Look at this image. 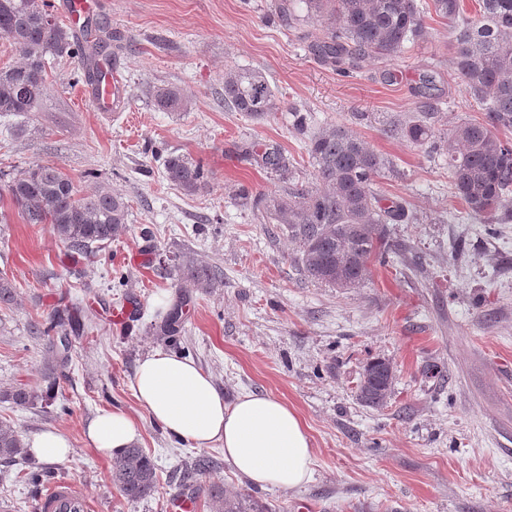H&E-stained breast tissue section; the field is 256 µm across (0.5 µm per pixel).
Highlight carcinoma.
<instances>
[{
    "label": "carcinoma",
    "instance_id": "cac0c4a2",
    "mask_svg": "<svg viewBox=\"0 0 512 512\" xmlns=\"http://www.w3.org/2000/svg\"><path fill=\"white\" fill-rule=\"evenodd\" d=\"M308 12L324 21L315 54L340 72L368 59H394L407 44L426 34L423 18L434 13L448 22V43L455 75L470 97L486 112V119L458 122L445 138L453 194L468 215L494 224L512 213V142L498 131L512 129V0H479V11L466 14L461 0H305ZM0 36L13 41L24 59L0 70V114H27L40 109L46 91V56L73 59L85 78L91 61L104 46H84L58 22L48 0H0ZM153 105L162 112H185L188 98L174 85L158 86ZM224 104L261 120L281 109V100L264 74L239 69L224 74ZM437 103L419 104L388 123L386 131L410 143L434 148ZM316 182L306 185L290 176L285 158L268 148L259 160L279 172L280 193L264 195L255 206L263 223L279 224L298 244L295 262L308 279L330 288H356L368 277L374 262L384 263L392 246L387 225L411 221L407 207L386 201L376 179L393 162L371 150L358 136L340 126L313 135L307 144ZM168 181L188 193L205 186L201 164L184 155L164 159ZM13 203L27 224H45L67 247L85 253L110 242L126 229L128 206L109 192L79 195L71 178L55 164H36L8 185ZM206 265L186 267V279L206 288L215 278ZM393 371L378 359L365 370L359 396L371 407L383 406L391 392ZM3 397L19 406L31 405L39 395L18 388ZM20 432L0 422V458L24 453ZM112 483L129 500L151 496L157 488V468L137 445L112 459ZM214 512H267L251 496L218 484L209 487Z\"/></svg>",
    "mask_w": 512,
    "mask_h": 512
}]
</instances>
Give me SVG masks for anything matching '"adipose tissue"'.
<instances>
[{
  "label": "adipose tissue",
  "instance_id": "1",
  "mask_svg": "<svg viewBox=\"0 0 512 512\" xmlns=\"http://www.w3.org/2000/svg\"><path fill=\"white\" fill-rule=\"evenodd\" d=\"M131 388L171 437L197 448L220 446L225 460L252 486L292 490L310 480V438L298 414L282 400L245 394L225 403L194 361L163 350L139 361ZM85 434L93 448L112 458L137 442L140 429L125 411L103 409Z\"/></svg>",
  "mask_w": 512,
  "mask_h": 512
}]
</instances>
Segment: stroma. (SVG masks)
<instances>
[{
    "instance_id": "obj_1",
    "label": "stroma",
    "mask_w": 512,
    "mask_h": 512,
    "mask_svg": "<svg viewBox=\"0 0 512 512\" xmlns=\"http://www.w3.org/2000/svg\"><path fill=\"white\" fill-rule=\"evenodd\" d=\"M425 25L401 57L342 75L313 54L324 23L303 0H94L85 26L112 34L118 109L99 112L64 56L47 60L39 111L0 116V278L14 290L0 307V391L46 396L29 406L0 399V421L25 437L62 432L72 453L55 476L78 484L94 512H167L181 469L200 456L213 466L193 485L197 512H210L213 482L268 512H512V217L486 231L452 194L447 155L384 132L419 104L426 74L436 78L439 130L484 117L455 77L446 22L429 14ZM238 69L265 75L279 112L256 121L225 107L224 74ZM167 84L184 90L188 111L154 108V87ZM296 111L310 115V131L344 126L396 165L377 187L413 218L389 225L401 253L372 266L360 287L306 279L285 231L232 198L242 187L255 196L281 186L245 157L251 146L278 147L296 177L313 181ZM170 153L200 161L208 187L188 194L169 183ZM37 163L61 166L79 193L123 197L126 231L85 255L46 225L25 223L8 185ZM175 259L218 275L193 287ZM161 293L180 311L171 336L154 307ZM122 305L135 316L120 328L112 310ZM60 312L85 323L64 360L43 335ZM156 350L194 360L225 402L246 393L286 402L311 438V479L291 491L254 487L222 448L189 447L152 422L130 381ZM378 358L390 362L394 382L385 405L372 408L357 385ZM104 408L139 424V445L157 467L152 496L126 499L110 459L87 444L86 425ZM33 468L0 462V512H34L39 493L24 478Z\"/></svg>"
}]
</instances>
